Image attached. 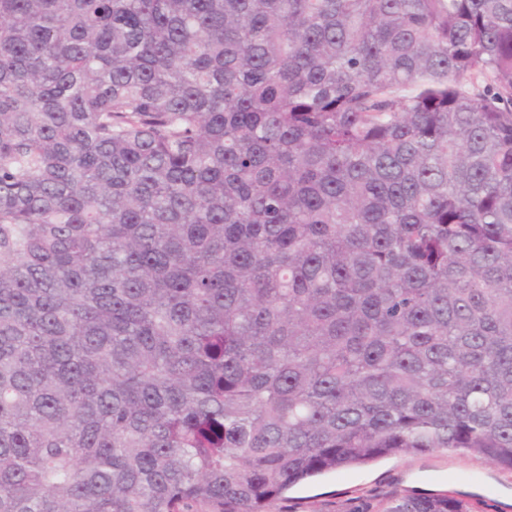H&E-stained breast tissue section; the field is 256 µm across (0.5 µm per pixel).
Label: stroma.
I'll return each mask as SVG.
<instances>
[{"label": "stroma", "instance_id": "1", "mask_svg": "<svg viewBox=\"0 0 512 512\" xmlns=\"http://www.w3.org/2000/svg\"><path fill=\"white\" fill-rule=\"evenodd\" d=\"M448 491L477 512H512V482L491 460L460 451L381 458L301 483L270 504L269 512H380L394 494Z\"/></svg>", "mask_w": 512, "mask_h": 512}]
</instances>
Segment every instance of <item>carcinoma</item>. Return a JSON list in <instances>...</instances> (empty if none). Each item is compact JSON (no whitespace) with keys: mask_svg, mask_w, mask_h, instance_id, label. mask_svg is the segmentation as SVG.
<instances>
[{"mask_svg":"<svg viewBox=\"0 0 512 512\" xmlns=\"http://www.w3.org/2000/svg\"><path fill=\"white\" fill-rule=\"evenodd\" d=\"M448 449L512 475V0H0V512Z\"/></svg>","mask_w":512,"mask_h":512,"instance_id":"carcinoma-1","label":"carcinoma"}]
</instances>
